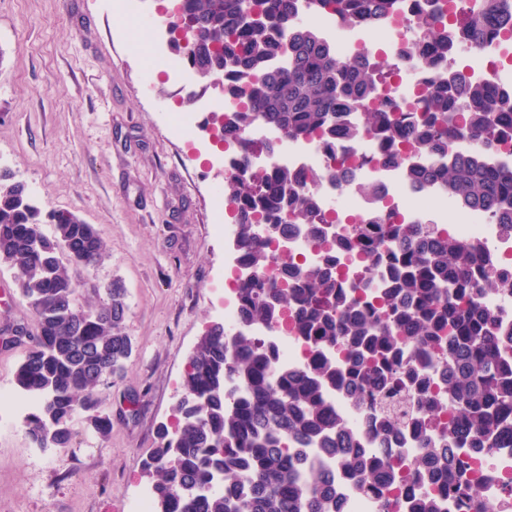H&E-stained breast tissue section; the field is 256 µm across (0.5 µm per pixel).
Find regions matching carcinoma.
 <instances>
[{"label":"carcinoma","mask_w":512,"mask_h":512,"mask_svg":"<svg viewBox=\"0 0 512 512\" xmlns=\"http://www.w3.org/2000/svg\"><path fill=\"white\" fill-rule=\"evenodd\" d=\"M308 4L336 12L351 27L377 28L392 18L395 0ZM300 9V0H182L174 48L185 52L199 79L220 78L224 93L242 100L239 110L212 120L218 141L225 147L243 141L257 120L292 140L318 135L327 151L335 149L338 129L354 138L369 135L386 161L405 166L413 186L440 187L461 208L482 209L512 230V170L497 168L479 148L460 154L453 147L458 138H511L512 88L453 75L451 64L432 74L417 116L381 99L383 70L369 64V49L353 62L340 60L318 30L298 23ZM456 26L449 37L433 12L419 13L421 33L407 54L420 72L432 70L434 57L454 58L463 47H484L496 38L511 42L512 10L503 0H480ZM279 57L288 64L272 66ZM401 141L430 166L395 152ZM224 197L235 206L240 260L255 275L238 288L242 328L234 340L228 341L224 324L212 323L189 357L172 408L174 427H161L144 465L153 512H331L336 490L319 473L324 460L308 457L305 467L295 466L301 448L315 442L336 447L355 484H395L402 473L398 461L381 456L367 462L358 449L337 446L338 424L322 387L353 388L386 403L404 345L426 374L435 367L430 347L448 352L453 417L440 438L456 439L473 453L512 448V362L496 341L494 314L477 298L508 285L491 270L474 282L476 247L439 237L418 220L384 224L375 209L367 225L340 244L376 264L387 261L380 290L365 300L348 298L334 254L311 268L286 257L273 260L271 246L288 234V223L304 225L310 239L322 235L324 203L295 172H254L243 154L224 172ZM259 225L267 237L257 235ZM105 253L93 225L69 211L41 216L13 173L0 169V264L15 269L36 322L17 373L18 386L37 400L36 412L25 419L35 448L70 447L78 411L101 436L112 424L101 409V387L133 352L123 327L126 290L116 282L92 287L106 295L93 308L77 297L80 272ZM288 312L316 347L343 345L349 367L338 371L319 356L306 372H277L246 327ZM406 391L423 414L441 406L419 383L410 382ZM417 464L434 485L452 474L446 448L427 449ZM216 483L228 490L214 491Z\"/></svg>","instance_id":"carcinoma-1"}]
</instances>
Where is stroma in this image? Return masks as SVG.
<instances>
[{
	"mask_svg": "<svg viewBox=\"0 0 512 512\" xmlns=\"http://www.w3.org/2000/svg\"><path fill=\"white\" fill-rule=\"evenodd\" d=\"M155 6L141 0L129 15L110 0H0V166L42 210L95 225L106 255L89 277L125 288L133 344L101 391L108 436L78 414L71 447L41 451L13 414L0 419V512H123L149 486L144 463L194 346L223 319L230 243L213 231V193L224 166L198 110L221 92L146 79L148 51L130 36ZM175 112L195 113L193 140L172 135ZM19 325L35 330V318L0 265V339Z\"/></svg>",
	"mask_w": 512,
	"mask_h": 512,
	"instance_id": "1",
	"label": "stroma"
}]
</instances>
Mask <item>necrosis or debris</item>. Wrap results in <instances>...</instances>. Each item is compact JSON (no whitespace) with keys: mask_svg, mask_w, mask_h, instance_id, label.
<instances>
[{"mask_svg":"<svg viewBox=\"0 0 512 512\" xmlns=\"http://www.w3.org/2000/svg\"><path fill=\"white\" fill-rule=\"evenodd\" d=\"M397 2L398 8L384 27L383 44L374 60L388 63L390 68L384 94L405 104L424 97L425 79L413 68L405 53L415 34L413 19L424 2ZM301 14L309 24L323 30L339 58L350 61L357 57L365 43V29L347 26L336 13L325 9L305 7ZM168 34L169 23L165 20L143 32L142 37L150 48L151 62L176 81H187L190 76L187 66L163 51ZM470 70L494 85L512 86V47L504 44L486 47L480 51ZM242 147L249 151L252 166L259 172L285 166L303 177L311 172L324 174V181L313 184L312 189L327 203L323 214L325 241L337 248L336 267L341 283L356 284L366 280L371 273L372 261L360 251H347L338 246L348 228L363 223L369 211L353 187H341L328 181V174L338 170L353 172L356 185L376 187L383 201L386 223L403 224L417 218L425 219L440 235L481 245L487 267L502 280L512 281V232L494 223L486 212L456 208L446 193L415 190L404 167L386 165L379 160L377 145L371 138L350 139L340 135L336 138L335 151L328 152L321 147L318 138L293 141L258 122L249 130ZM251 334L272 355L274 365L279 369L292 371L308 367L318 353L339 364L346 360L344 352L337 348L315 350L311 340L298 335L291 323L284 319L252 328ZM322 394L348 436L360 447L376 448L371 422L374 401L367 398L352 401L345 391L331 385L325 386ZM395 453L404 461L405 479L385 490H363L336 465H329V478L339 488L341 512H377L379 501L385 497L399 502L400 512H411L417 491L425 487L415 466L421 447L413 435L405 433L396 442ZM435 494L445 512H479L481 504L486 502L498 504L502 512H512V448H492L469 457L459 485L436 489Z\"/></svg>","mask_w":512,"mask_h":512,"instance_id":"4bbe7bcc","label":"necrosis or debris"}]
</instances>
